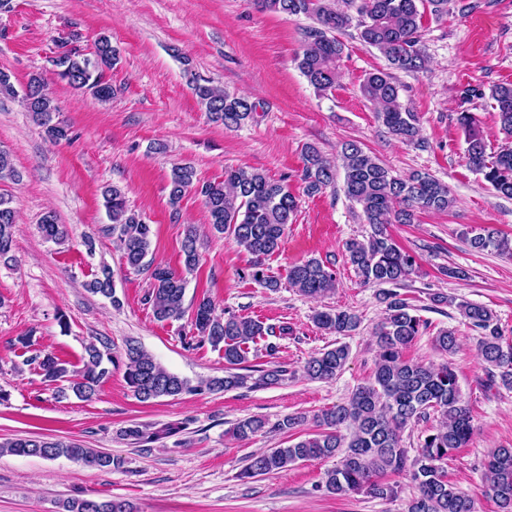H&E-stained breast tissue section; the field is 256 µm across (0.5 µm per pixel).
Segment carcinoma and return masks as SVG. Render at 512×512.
I'll return each mask as SVG.
<instances>
[{
  "mask_svg": "<svg viewBox=\"0 0 512 512\" xmlns=\"http://www.w3.org/2000/svg\"><path fill=\"white\" fill-rule=\"evenodd\" d=\"M452 0H254L262 11L288 16L305 15L313 25L304 32L298 68L319 93L332 90L338 79L339 63L345 44L340 35L352 22H357L359 39L377 49L389 63L386 70L369 73L362 85L363 96L377 107V116L388 131L402 142L421 144L418 117L401 102V85L393 71L417 72L424 68L425 58L420 45L425 10L441 18L448 15ZM119 56L112 41L102 36L92 55L76 48H63L52 60L53 74L77 92H89L109 101L114 94L105 71L118 63ZM195 93L209 119L227 129L240 128L254 118L255 102L249 97L230 94L208 79L196 80ZM490 99L498 112L501 131L512 138V84H498L490 89ZM23 100L32 119L55 141L68 137V128L52 123L58 111L46 78L32 75L24 87ZM456 123L466 134L465 159L468 167L482 177L497 193L512 197V147L496 154L487 153L483 137L475 129L472 113H456ZM339 160L344 169V192L357 204L371 227L370 235L345 243L348 262L365 284L381 285L380 299L385 303V316L375 330L378 359L371 380L357 388L350 399L328 408L317 416L320 431L311 436H298L285 447L270 448L249 457L240 472L242 479H252L284 469L300 461L339 458L336 466L326 472L323 487L330 494L347 495L365 492L373 498L387 500L395 496L394 486L380 480L387 473H406L415 483L417 495L409 512H476L475 502L448 483L443 464L450 454L468 446L473 425L465 405L455 372L451 366H435L412 362L403 357L405 349L428 323L413 314V308L402 298L399 288L414 273L416 259L402 250L387 234L388 224H412L422 211L444 212L454 203L448 185L427 172H413L398 177L376 157L367 153L356 141L342 145ZM336 166L310 147L306 151L301 174L304 189L312 195L334 183ZM195 189L202 197L208 224L219 234L231 236L236 245L252 256V279L261 287L275 292L279 281L265 272V261L276 253L289 224L293 223L298 203L288 186L256 169L227 168L219 183L196 179L190 166L172 169L168 203L178 209L186 192ZM106 214L111 221L109 231L116 235L123 249V259L133 270L152 269L151 291L147 296L153 314L159 321L177 320L184 313L187 280L182 274L146 261L153 236L152 227L128 205L125 193L115 185L102 192ZM16 209L11 197L0 193V260L13 259ZM44 237L57 244L65 242L66 229L54 213L40 220ZM465 241L476 252H487L512 259V238L489 226L470 227L463 232ZM183 266L190 272L199 262L196 231L189 230L182 245ZM288 282L299 293L321 297L336 288V271L318 258L294 264L288 270ZM87 289L120 307L112 271L100 267ZM462 316L482 336L479 353L489 366V381L500 379L512 387V342L504 339L489 308L462 301L457 304ZM315 326L338 336H348L358 329L361 320L350 310L322 309L312 316ZM194 335L187 345L208 342L224 348L227 370L221 378L206 383L211 391H228L244 386L248 375L235 372L248 361V343L265 337L266 355L279 352L278 340L288 337L291 328L282 324L266 325L259 320L226 312L215 314V305L208 297L195 303ZM435 347L443 354L457 348V337L449 329H440L434 336ZM82 367L75 371L71 390L81 400L93 398L100 383L110 374L112 341L96 337L84 347ZM350 358L346 344L326 347L311 356L303 367L312 380H329L340 373ZM37 364L47 382L68 376L65 363L51 355L28 359ZM125 379L133 396L147 402L163 397L193 393L196 387L189 380L168 371L155 357L133 340L124 351ZM288 367L275 364L261 370L258 386H275L288 379ZM436 413L441 421L425 430L415 456L403 445L402 432ZM351 425L350 435L341 428ZM266 428L260 417L238 421L233 433L247 439ZM184 430L169 425L159 430L133 423L120 431V437L133 445L152 443ZM37 456L54 460L67 457L89 466L118 470L125 464L93 448L63 440L19 437L0 443V454ZM485 468L490 474L488 495L495 499L499 512H512V447L495 448L487 456ZM65 512H133L125 500L74 499L66 502Z\"/></svg>",
  "mask_w": 512,
  "mask_h": 512,
  "instance_id": "obj_1",
  "label": "carcinoma"
}]
</instances>
